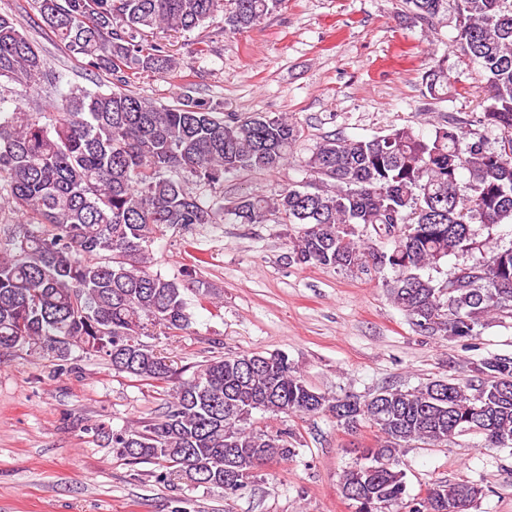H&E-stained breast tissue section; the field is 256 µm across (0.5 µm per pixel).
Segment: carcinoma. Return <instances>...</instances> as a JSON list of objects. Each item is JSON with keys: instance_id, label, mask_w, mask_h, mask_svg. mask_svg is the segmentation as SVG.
I'll return each instance as SVG.
<instances>
[{"instance_id": "carcinoma-1", "label": "carcinoma", "mask_w": 512, "mask_h": 512, "mask_svg": "<svg viewBox=\"0 0 512 512\" xmlns=\"http://www.w3.org/2000/svg\"><path fill=\"white\" fill-rule=\"evenodd\" d=\"M43 22L91 69L111 72L113 89L74 86L41 123L22 100L0 114V210L22 222L0 248V352L38 346L65 367L72 350L99 353L136 381L167 384L171 361L141 337L187 329L185 290L196 283L150 271L149 246L172 228L239 224L272 215L299 224L288 259L365 272L389 269L388 298L426 336L471 338L485 317L512 311V245L476 241L475 225L512 224V0H456V44L479 63L486 83L476 129L457 123L428 136L409 127L371 139L327 137L307 161L325 189L249 193L226 210L215 196L224 177L275 171L299 137L281 114L224 115L184 89L174 106H157L128 89L129 76L167 74L177 63L159 43L138 37L191 31L224 10V27L249 28L285 0H34ZM431 25L445 0H402ZM0 77L25 89L58 82L17 22L0 15ZM432 96L448 90L439 60L425 76ZM192 178L212 195L191 193ZM479 251L439 284L421 274L450 255ZM255 411L328 414L350 431L366 422L382 436L343 472L342 495L355 512H469L483 486L445 481L416 502L400 454L411 442L435 445L475 433L487 448H512V356L470 363L460 378L412 389L383 387L364 399L315 390L288 356L223 355L178 382L165 410L134 429L111 431L114 451L133 464L155 462L161 478L242 490L262 465L295 455L288 430L253 424Z\"/></svg>"}]
</instances>
